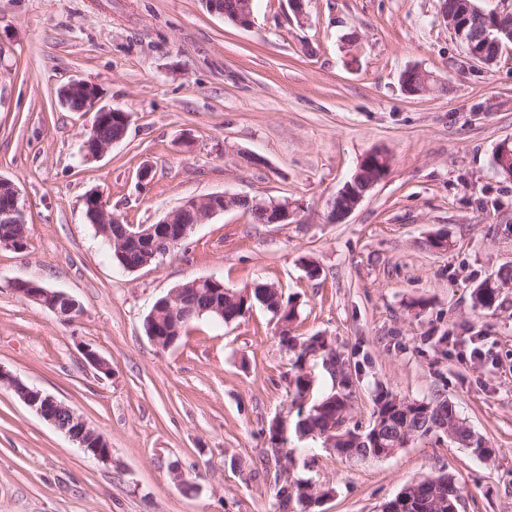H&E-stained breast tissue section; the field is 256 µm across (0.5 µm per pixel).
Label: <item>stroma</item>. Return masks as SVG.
<instances>
[{
  "label": "stroma",
  "mask_w": 512,
  "mask_h": 512,
  "mask_svg": "<svg viewBox=\"0 0 512 512\" xmlns=\"http://www.w3.org/2000/svg\"><path fill=\"white\" fill-rule=\"evenodd\" d=\"M303 4L299 17L288 0H254L242 28L201 0H0V177L28 218L25 248L0 246V367L112 448L111 461L93 459L0 385V512H278L265 431L296 412L272 313L199 320L165 351L144 331L159 297L202 276L235 290L268 282L292 299V335L327 336L348 358L353 421L368 423L379 389L439 392L493 448L478 457L427 437L353 463L290 439L297 475L335 490L321 512H379L445 473L460 512H512V286L491 309L472 304L512 268V179L491 165L512 138V45L493 65L472 63L439 0ZM414 67L439 88L408 94L401 75ZM74 80L130 116L125 138L93 160L82 153L93 113L58 97ZM373 149L390 153L388 177L328 222L330 199ZM93 190L128 224L214 193L285 199L298 216L261 224L233 208L128 271L85 215ZM17 280L67 293L78 315L26 302ZM86 345L109 374L88 365Z\"/></svg>",
  "instance_id": "35a3bbf8"
}]
</instances>
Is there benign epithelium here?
<instances>
[{"label":"benign epithelium","instance_id":"obj_1","mask_svg":"<svg viewBox=\"0 0 512 512\" xmlns=\"http://www.w3.org/2000/svg\"><path fill=\"white\" fill-rule=\"evenodd\" d=\"M497 27L493 31H485L483 38L498 49L502 46V40L499 34L512 30V5L504 7L496 13ZM98 89L85 81L78 80L64 86L59 92V99L63 105L74 112H95V117L91 128L88 131L87 139L84 140L82 151L87 158H99L103 156L113 145L121 142V139L103 140L97 137L96 131L103 123L117 118L122 122L123 127H128L130 116L128 113L112 109L110 107L98 106ZM379 160L384 162L381 169V175L373 177L367 182L366 187L356 193H350L353 183L348 182L335 196V220L341 221L349 215L367 193L376 185L381 183L389 174L390 162L387 154L381 151L373 152ZM96 204V213L98 219L103 224L114 223L119 226L117 235L106 237L104 244L114 248H120L124 245L147 242L153 249V257L164 256L173 250L178 244L187 238L189 233L198 224H203L213 216L227 211L237 206L241 196L227 195L224 193H215L197 198H190L184 201L180 206L168 213L162 220L156 224H131L124 226L121 219L109 211L108 202L103 193L99 191L90 192ZM257 205L264 207L271 217L273 224H286L288 220L297 215V210L293 208L292 203L288 201L257 202ZM27 223V209L20 203V193L18 188L11 181L0 177V224H25ZM206 288L213 293L224 292V296L236 302L239 299L249 301L250 290L234 291L230 288L220 287V282L213 276L199 277L193 283L183 287L176 288L166 299V308L174 319L184 318L193 312L196 308L197 297L201 289ZM14 293L24 300L33 303L43 309H47L59 317L70 319L75 316V311L59 308V303L63 300H70V297L59 290L39 286L29 280H19L13 283ZM0 383L10 385L19 397L45 420L51 422L54 426H59V414L67 412L71 417H76L74 410L65 404L57 401L51 396H42L38 390L31 389L13 378L9 373L0 368ZM90 438L98 440L94 445H88L85 441H80L78 447L85 453L92 455L98 460L105 461L111 456V448L105 439L98 438L94 431L90 432ZM268 456L275 459L279 464V481H288L291 467L288 466V448L275 440L273 448L266 449Z\"/></svg>","mask_w":512,"mask_h":512}]
</instances>
